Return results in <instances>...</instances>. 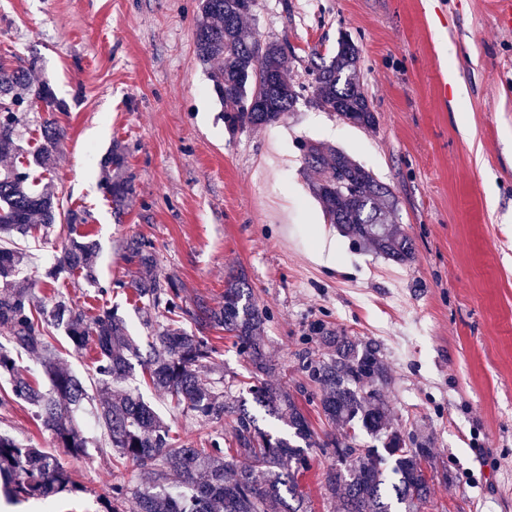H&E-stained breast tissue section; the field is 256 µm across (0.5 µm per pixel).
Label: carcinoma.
Listing matches in <instances>:
<instances>
[{
	"instance_id": "carcinoma-1",
	"label": "carcinoma",
	"mask_w": 512,
	"mask_h": 512,
	"mask_svg": "<svg viewBox=\"0 0 512 512\" xmlns=\"http://www.w3.org/2000/svg\"><path fill=\"white\" fill-rule=\"evenodd\" d=\"M198 2L195 56L204 65H217L211 75L213 91L230 132L248 125H274L301 99L354 125L376 126L377 113L359 82V51L349 37L341 38L329 57L312 52L308 68L312 80L295 83L288 76L283 45L264 42L245 27L252 9L243 8L242 0ZM35 67L34 59L16 66L0 62V158L13 157L0 169V242H4L0 245V376L9 381L12 399L34 408L54 447L73 458L86 454L88 442L74 412L88 406L113 455L141 470L148 487L131 492L122 484L112 485L105 512H307L300 477L311 469L314 447L334 449L336 462L324 473L322 487L335 502L336 512H425L432 497V456L427 441L391 426L383 394L391 376L378 343L337 336L319 327V341L328 353L307 349L300 354L305 377L321 388L311 401L328 424L345 429L341 439L318 441L295 396L270 382L277 366L267 357L260 336L266 313L257 306L244 275L227 282L219 306L198 301L188 308L176 284L157 276L151 245L130 240L124 259L135 268V275L127 287L141 301L152 329L145 358L116 311L107 308L91 314L63 296L44 301L28 287L22 274L31 256L13 245L14 238L60 218L72 232L75 224L83 222L78 212L64 209L49 188L36 187L28 168L18 162L24 153L17 143L18 116L13 110L23 103L18 91H27L49 112L62 108L48 86L31 82ZM255 98L261 105L255 112L247 110ZM63 137L57 119H45L32 163L52 169ZM302 151L304 168L313 178L312 193L322 203L327 223L388 260L410 262L414 255L410 238L389 222L396 205L390 188L340 149L310 141L302 144ZM105 164L112 172L104 177L103 189L119 210L134 194L120 143L112 145ZM94 255L93 243L72 235L45 277L56 281L78 273L95 285ZM181 315L190 317L196 330L176 325L174 317ZM46 326L63 331L76 347L93 342L95 374L105 397L92 402L86 382L61 366L58 353L43 336ZM207 328H221L234 338L251 366L248 393L253 403L280 421L287 434L262 429L246 401L201 380L200 369L215 353L203 336ZM22 353L36 359L48 387L34 384L22 373L18 365ZM134 359L144 366L156 390L201 425L222 426L229 417L231 429L212 436L207 448H198L189 439L175 441L170 426L142 396L133 391L112 393V386L124 383L132 373ZM362 433L384 437L382 447L361 444ZM81 491L54 453L0 433V493L8 501L31 499L48 507L63 493Z\"/></svg>"
}]
</instances>
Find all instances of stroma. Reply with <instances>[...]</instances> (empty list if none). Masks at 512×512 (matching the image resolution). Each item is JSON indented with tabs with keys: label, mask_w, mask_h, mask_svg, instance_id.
<instances>
[{
	"label": "stroma",
	"mask_w": 512,
	"mask_h": 512,
	"mask_svg": "<svg viewBox=\"0 0 512 512\" xmlns=\"http://www.w3.org/2000/svg\"><path fill=\"white\" fill-rule=\"evenodd\" d=\"M501 9L500 0H255L246 24L287 44L294 81L305 80L312 49L353 40L378 124L301 101L276 125L232 134L211 70L195 57L198 0H0V61L36 59L34 81L65 106L59 162L33 175L82 214L77 230L99 252L98 286L74 275L39 282L41 294L117 308L143 337L142 305L124 286L130 239L151 243L159 274L189 304L216 305L244 271L267 314L266 353L299 403L316 391L299 361L315 326L380 343L393 424L428 437L435 464L448 466L433 512H512V30L500 27ZM452 65L462 102L443 94ZM116 140L135 183L120 211L101 189ZM307 140L345 151L390 186L412 262L354 247L326 223L302 163ZM321 233L336 242L335 270L312 259ZM66 239L58 223L17 244L42 270ZM207 336L218 354L204 379L244 391L246 358L223 330ZM140 391L180 438L214 435L148 385ZM0 430L52 446L23 402L0 401ZM311 457L308 512H336L321 488L332 455ZM61 461L83 491L57 498L52 512H102L112 484L144 481L95 448Z\"/></svg>",
	"instance_id": "35a3bbf8"
}]
</instances>
